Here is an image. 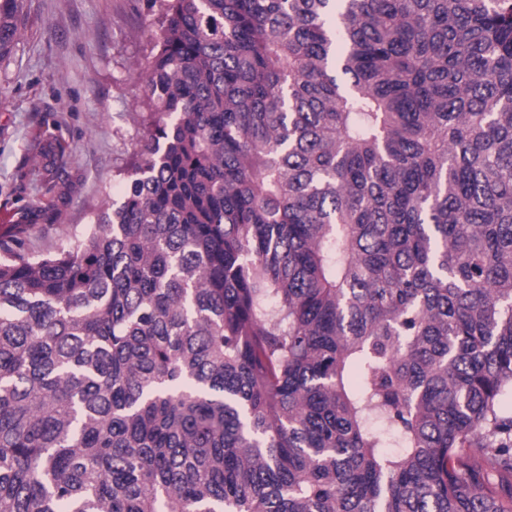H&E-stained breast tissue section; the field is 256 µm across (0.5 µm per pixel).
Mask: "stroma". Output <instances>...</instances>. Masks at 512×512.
Here are the masks:
<instances>
[{"instance_id":"obj_1","label":"stroma","mask_w":512,"mask_h":512,"mask_svg":"<svg viewBox=\"0 0 512 512\" xmlns=\"http://www.w3.org/2000/svg\"><path fill=\"white\" fill-rule=\"evenodd\" d=\"M142 0H25L20 38L0 58V213L28 217L41 254L93 224L118 198L114 175L138 140L129 114L150 51Z\"/></svg>"}]
</instances>
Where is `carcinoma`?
Listing matches in <instances>:
<instances>
[{
    "mask_svg": "<svg viewBox=\"0 0 512 512\" xmlns=\"http://www.w3.org/2000/svg\"><path fill=\"white\" fill-rule=\"evenodd\" d=\"M143 3L120 198L0 241V512H512V0Z\"/></svg>",
    "mask_w": 512,
    "mask_h": 512,
    "instance_id": "carcinoma-1",
    "label": "carcinoma"
}]
</instances>
